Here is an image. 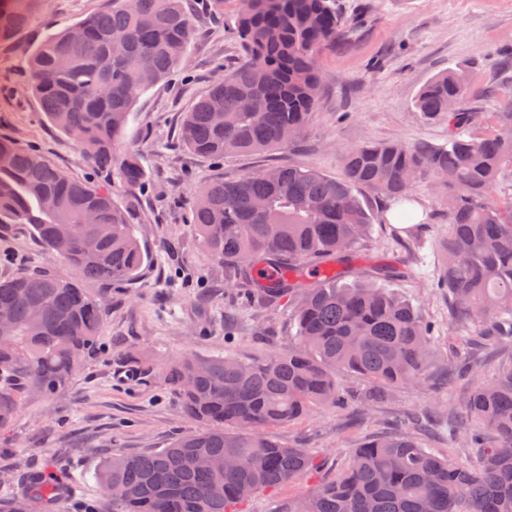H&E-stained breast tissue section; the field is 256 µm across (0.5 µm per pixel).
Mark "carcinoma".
I'll return each mask as SVG.
<instances>
[{
	"label": "carcinoma",
	"mask_w": 512,
	"mask_h": 512,
	"mask_svg": "<svg viewBox=\"0 0 512 512\" xmlns=\"http://www.w3.org/2000/svg\"><path fill=\"white\" fill-rule=\"evenodd\" d=\"M40 0H0V43L33 21ZM244 61L214 81L187 113L180 139L193 153L220 160L298 140L312 121L322 76L319 52L342 26L335 0H243L235 19ZM86 35L75 39L72 28ZM196 28L186 0H105L63 30L49 29L28 50L29 87L41 112L82 150L94 167L131 189L144 184L134 152L120 149L139 97L182 66ZM142 73L131 91L126 75ZM465 71L449 69L430 80L414 101L426 120L448 124L438 146L366 142L344 156L339 177L298 166L203 185L193 205L203 247L237 272L238 294L248 304L294 303L297 342L286 350L242 360L186 354L165 368V381L188 417L201 425L168 447L110 458L98 481L119 485L124 497L112 512H242L252 493L308 479L316 469L307 448L268 436L312 405L340 407L336 374L353 373L382 386L425 383L431 326L416 305L371 281L336 284L325 273L308 288L298 278L322 264L343 263L369 236L373 216L355 193L366 188L404 204L415 180L432 176L446 189L450 232L436 287L448 291V320L488 340L512 339V203L491 196L512 177V112L475 137L476 113L464 107ZM94 224L82 223L86 211ZM0 224H24L52 254L77 272L49 271L0 278V430L25 395L59 394L96 345L105 316L100 298L82 287L139 278L149 255L127 212L109 186L72 178L38 151L0 137ZM94 237L98 246L84 249ZM260 265L294 277L263 281ZM467 407L480 424L465 437L480 449L469 468L440 458L404 433L367 440L354 449L336 477L310 486L282 512H512V368L471 393ZM239 456L249 466L224 468ZM27 493L9 499V512H36L55 500L60 480L27 475Z\"/></svg>",
	"instance_id": "cac0c4a2"
}]
</instances>
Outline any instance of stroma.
Instances as JSON below:
<instances>
[{
    "mask_svg": "<svg viewBox=\"0 0 512 512\" xmlns=\"http://www.w3.org/2000/svg\"><path fill=\"white\" fill-rule=\"evenodd\" d=\"M101 0H42L38 19L12 43L0 44V136L39 150L70 176L109 183L127 207L137 236L151 255L138 280L89 282L106 298L98 349L54 399L28 395L8 428L0 431V485L13 494L33 471L67 473L81 482L65 502L69 512H109L96 474L115 454L166 447L195 430L160 370L180 354L251 359L288 348L296 327L288 304L248 307L231 286L233 272L198 242L193 199L200 186L271 165L311 167L337 177L347 150L365 141L438 145L448 126L424 120L414 101L435 75L451 68L468 73L467 107L476 112L474 135L487 133L496 112L512 109V0H336L344 33L318 55L323 83L315 116L304 135L288 146L213 160L184 148L178 133L186 112L209 88L217 65L232 69L244 58L234 19L240 0H224L223 14L205 0H187L197 30L185 65L175 79L142 95L129 116L124 145L137 151L148 175L129 192L98 172L80 150L47 123L28 87L30 46L48 27L63 29L96 10ZM374 217L369 237L347 268L364 279L380 264L401 260L409 275L386 281L410 299L435 327L429 386L381 388L355 374H340L343 407H315L273 429L277 440L317 455L313 481L334 478L344 455L373 435L405 432L441 456L474 465L475 449L448 439V426L472 425L465 401L477 384L512 365V346L483 342L470 375L450 376L460 349L448 325V296L432 283L448 239V218L432 179L410 194L422 209L423 226L390 224L391 199L359 189ZM70 275L23 227L0 226V278L23 271ZM372 407H365L369 394Z\"/></svg>",
    "mask_w": 512,
    "mask_h": 512,
    "instance_id": "1",
    "label": "stroma"
}]
</instances>
